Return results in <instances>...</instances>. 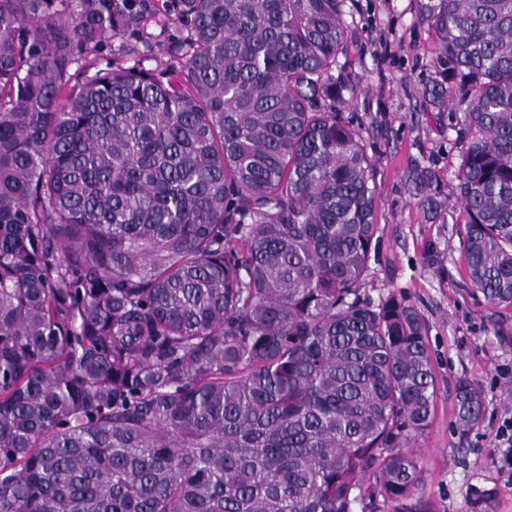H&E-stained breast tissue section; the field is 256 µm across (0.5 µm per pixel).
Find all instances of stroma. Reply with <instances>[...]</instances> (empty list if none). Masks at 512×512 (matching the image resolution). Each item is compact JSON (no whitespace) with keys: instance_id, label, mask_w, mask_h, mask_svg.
<instances>
[{"instance_id":"1","label":"stroma","mask_w":512,"mask_h":512,"mask_svg":"<svg viewBox=\"0 0 512 512\" xmlns=\"http://www.w3.org/2000/svg\"><path fill=\"white\" fill-rule=\"evenodd\" d=\"M350 52L336 70L349 87L345 114L359 126L375 160L378 249L361 283V297L393 294L423 319L437 380L436 414L420 439L422 493L434 512H512V484L495 457L498 427L512 415V308L489 305L467 278L460 242L455 173L466 143L460 108L432 102L437 78L434 33L420 0H347ZM416 165L439 175L442 210L428 221L410 195L406 175ZM436 258L427 261V246ZM484 393L479 427L459 429L457 378Z\"/></svg>"}]
</instances>
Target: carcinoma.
I'll return each instance as SVG.
<instances>
[{"label": "carcinoma", "instance_id": "1", "mask_svg": "<svg viewBox=\"0 0 512 512\" xmlns=\"http://www.w3.org/2000/svg\"><path fill=\"white\" fill-rule=\"evenodd\" d=\"M345 6L0 0V512H431L426 327L359 294ZM421 14L432 95L466 105V273L509 308L512 0ZM109 38L123 62L89 73ZM410 182L436 215L437 173ZM483 404L458 378L462 430Z\"/></svg>", "mask_w": 512, "mask_h": 512}]
</instances>
